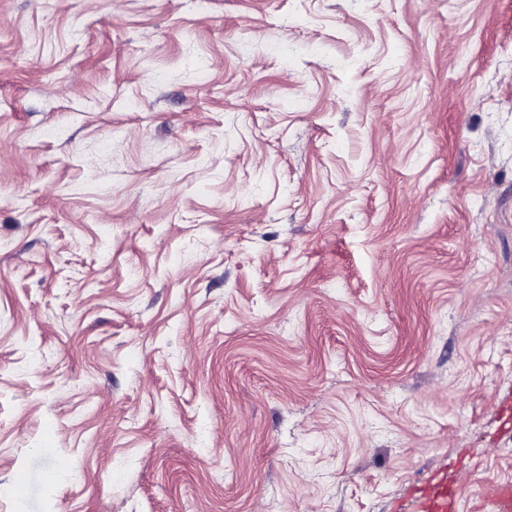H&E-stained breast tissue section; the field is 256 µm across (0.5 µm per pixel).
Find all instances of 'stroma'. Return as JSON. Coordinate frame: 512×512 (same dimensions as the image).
I'll use <instances>...</instances> for the list:
<instances>
[{"label": "stroma", "mask_w": 512, "mask_h": 512, "mask_svg": "<svg viewBox=\"0 0 512 512\" xmlns=\"http://www.w3.org/2000/svg\"><path fill=\"white\" fill-rule=\"evenodd\" d=\"M511 413L512 0H0V512H492ZM420 512H456L457 499L454 487L439 484L432 487L420 500Z\"/></svg>", "instance_id": "stroma-1"}]
</instances>
